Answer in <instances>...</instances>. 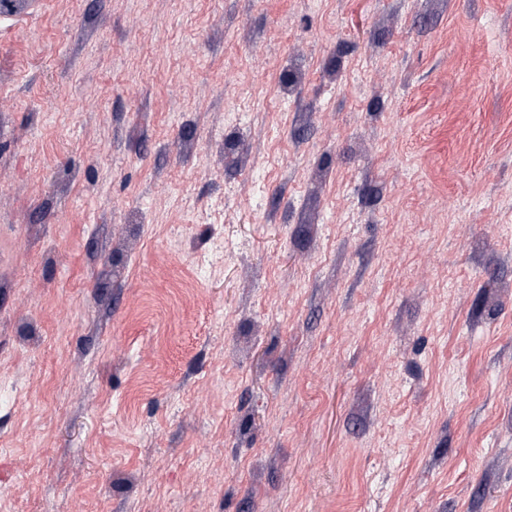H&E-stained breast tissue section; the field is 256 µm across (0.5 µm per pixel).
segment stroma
Returning <instances> with one entry per match:
<instances>
[{
    "instance_id": "1",
    "label": "stroma",
    "mask_w": 512,
    "mask_h": 512,
    "mask_svg": "<svg viewBox=\"0 0 512 512\" xmlns=\"http://www.w3.org/2000/svg\"><path fill=\"white\" fill-rule=\"evenodd\" d=\"M0 14V512H512V0Z\"/></svg>"
}]
</instances>
